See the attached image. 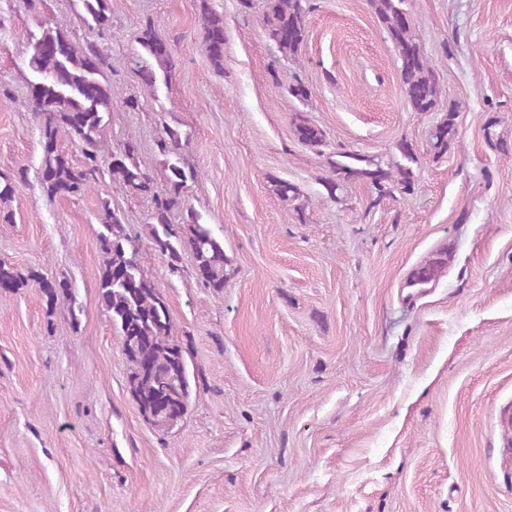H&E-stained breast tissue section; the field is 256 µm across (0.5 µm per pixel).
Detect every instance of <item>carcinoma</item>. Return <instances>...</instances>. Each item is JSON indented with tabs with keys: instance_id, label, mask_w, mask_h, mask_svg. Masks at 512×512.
<instances>
[{
	"instance_id": "1",
	"label": "carcinoma",
	"mask_w": 512,
	"mask_h": 512,
	"mask_svg": "<svg viewBox=\"0 0 512 512\" xmlns=\"http://www.w3.org/2000/svg\"><path fill=\"white\" fill-rule=\"evenodd\" d=\"M406 0H371L378 20L386 28L398 54L399 72L407 98L416 112H433L440 92L435 67L425 55L407 12ZM81 18L88 28L103 33L108 27V0H81ZM310 0H267L266 35L289 58L300 51L306 38V16ZM41 33L30 44L27 67L33 77L29 86V106L43 116L39 126L42 144L41 179L45 194L79 197L97 182L110 177L130 192L152 197V235L154 245L170 260V269L178 271L180 247L190 248L195 273L204 287L224 288V243L197 214L186 209L180 224L170 221V212L183 204L182 193L188 175L180 161L181 135L167 127L158 141V149L167 157V184L159 190L141 168L137 147L126 144L107 148L105 129L113 107L112 89L105 82L107 57L98 44L74 43L58 25L44 23ZM204 45L212 64L224 65V18L203 8ZM141 51L131 56V64L142 83L156 91L158 83L172 68V55L166 40L155 26L148 24L138 36ZM457 111L448 109L431 133L434 155L448 151L457 135ZM302 142L319 146L325 133L305 121L296 124ZM77 141L84 157L83 165H73L59 145L63 135ZM328 192L334 194L345 183L365 181L378 196L391 193L398 184L409 191L414 187L411 167L392 166L379 158L355 153L343 154L332 167ZM99 249L104 255V269L99 289L103 310L120 330L122 350L129 367L128 383L140 411L159 427L169 420L182 418L191 394V372L182 346L172 336L173 320L164 296L152 275L137 262L139 237L123 223L109 204L103 205ZM31 282L39 285L47 307L69 295L65 279L49 278L42 272L22 271L0 259V289L15 290Z\"/></svg>"
}]
</instances>
